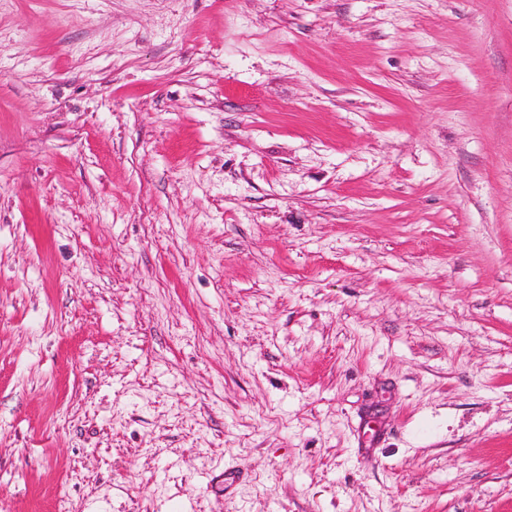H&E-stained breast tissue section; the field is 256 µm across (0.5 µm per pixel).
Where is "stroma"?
<instances>
[{
	"label": "stroma",
	"instance_id": "obj_1",
	"mask_svg": "<svg viewBox=\"0 0 512 512\" xmlns=\"http://www.w3.org/2000/svg\"><path fill=\"white\" fill-rule=\"evenodd\" d=\"M512 512V0H0V512Z\"/></svg>",
	"mask_w": 512,
	"mask_h": 512
}]
</instances>
